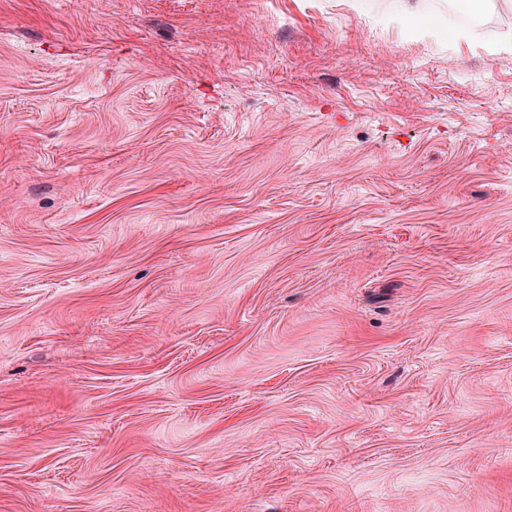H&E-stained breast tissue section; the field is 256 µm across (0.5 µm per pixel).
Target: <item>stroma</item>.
<instances>
[{
	"label": "stroma",
	"instance_id": "obj_1",
	"mask_svg": "<svg viewBox=\"0 0 512 512\" xmlns=\"http://www.w3.org/2000/svg\"><path fill=\"white\" fill-rule=\"evenodd\" d=\"M424 5L0 0V512H512V0ZM424 0H401V11L410 25L422 32H427L431 21L424 9Z\"/></svg>",
	"mask_w": 512,
	"mask_h": 512
}]
</instances>
